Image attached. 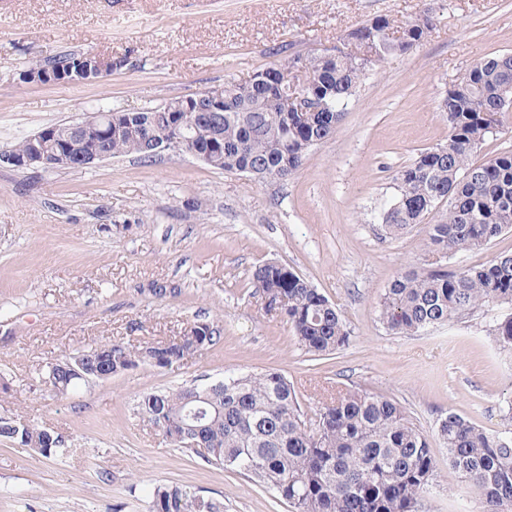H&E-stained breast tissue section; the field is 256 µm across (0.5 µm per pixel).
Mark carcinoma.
<instances>
[{
    "instance_id": "1",
    "label": "carcinoma",
    "mask_w": 512,
    "mask_h": 512,
    "mask_svg": "<svg viewBox=\"0 0 512 512\" xmlns=\"http://www.w3.org/2000/svg\"><path fill=\"white\" fill-rule=\"evenodd\" d=\"M434 28L430 16L414 32L403 25L391 32L382 19L374 35L375 55H336L327 49L314 56L296 55L304 69L306 97L316 109L289 112L264 78L269 66L244 82L224 83V119L213 123L201 114L190 131L192 147L208 153V166L254 179L296 174L310 148L332 137L349 101L366 73L386 57L406 53L427 39ZM74 54L30 63L19 82L56 81ZM512 86V55L487 58L469 68L446 91L438 110L448 122V138L420 152L395 176L396 194L380 214L384 232L407 233L429 217L420 267L398 273L383 293L378 318L395 335H414L446 324L478 308L512 306V254L473 266L448 268L434 255L480 249L512 232V151L487 161L478 150L499 133L512 102L502 89ZM167 103L142 110L144 120L127 123V113L112 112V138L105 148L112 156L152 158L143 143L156 133L154 121ZM254 293L267 310L286 320L302 349L313 359L350 341V331L329 299L304 277L269 261L251 274ZM487 332L503 350H512V315L489 317ZM220 340L219 330L199 323L164 347L143 348L120 342L96 345L83 356L96 358L109 347L107 364L119 374L141 365L164 368ZM88 379L47 366L44 383L63 396ZM141 414L176 448L193 412L203 414L202 447L192 452L224 469L238 472L288 502L294 512H423L426 493L438 462L430 438L392 399L358 389L336 393L311 413L302 410L294 387L274 370L230 373L209 383L175 391L141 395ZM437 437L448 453V465L476 495L481 512H512V428L488 431L448 411ZM0 438L50 456L63 451L62 440L48 428L0 420ZM224 506L183 485H158L150 512H223Z\"/></svg>"
}]
</instances>
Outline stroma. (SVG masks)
<instances>
[{"mask_svg": "<svg viewBox=\"0 0 512 512\" xmlns=\"http://www.w3.org/2000/svg\"><path fill=\"white\" fill-rule=\"evenodd\" d=\"M429 13L416 49L368 72L336 133L286 179L254 181L191 155L112 158L90 169L0 166V418L54 430L70 452L0 440V512H148L160 484L224 512H292L238 473L172 447L137 409L141 394L225 373L275 369L304 409L336 388L381 393L434 434L448 411L500 430L512 410V351L483 310L415 336L388 332L378 304L418 263L425 224L399 237L376 220L396 172L442 143L437 104L473 63L512 54V0H0V149L83 113L154 107L294 55L343 45L376 18ZM93 51L111 72L86 85L21 84L29 61ZM273 260L344 316L346 347L315 360L253 296ZM214 323L221 339L165 368L142 365L66 396L48 365L99 342L142 347ZM438 462L428 512H479Z\"/></svg>", "mask_w": 512, "mask_h": 512, "instance_id": "1", "label": "stroma"}]
</instances>
